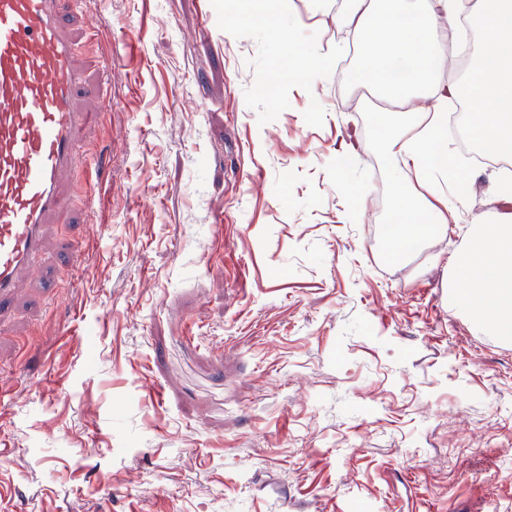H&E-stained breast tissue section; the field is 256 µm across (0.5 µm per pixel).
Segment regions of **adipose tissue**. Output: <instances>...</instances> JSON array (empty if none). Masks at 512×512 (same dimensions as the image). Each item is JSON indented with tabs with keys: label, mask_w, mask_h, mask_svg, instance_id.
<instances>
[{
	"label": "adipose tissue",
	"mask_w": 512,
	"mask_h": 512,
	"mask_svg": "<svg viewBox=\"0 0 512 512\" xmlns=\"http://www.w3.org/2000/svg\"><path fill=\"white\" fill-rule=\"evenodd\" d=\"M464 18L473 26L478 69L470 82L480 111L470 129L483 150L512 157V0H399L381 11L378 0H349L336 24L351 29L370 73L395 103L383 138L395 159V207L414 239L444 234L449 199H463L467 184L449 178L448 114L410 107L417 91L436 100L457 98L459 86L434 81L439 53L433 34L443 21ZM448 303L474 313L479 331L512 338V218L480 225L449 266Z\"/></svg>",
	"instance_id": "ef3b65f1"
}]
</instances>
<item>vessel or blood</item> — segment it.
<instances>
[{"instance_id":"b4317fda","label":"vessel or blood","mask_w":512,"mask_h":512,"mask_svg":"<svg viewBox=\"0 0 512 512\" xmlns=\"http://www.w3.org/2000/svg\"><path fill=\"white\" fill-rule=\"evenodd\" d=\"M63 0H0V312L18 275L41 263L43 227L63 215V175L95 116L78 111L84 83Z\"/></svg>"}]
</instances>
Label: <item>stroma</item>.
<instances>
[{"label": "stroma", "instance_id": "obj_1", "mask_svg": "<svg viewBox=\"0 0 512 512\" xmlns=\"http://www.w3.org/2000/svg\"><path fill=\"white\" fill-rule=\"evenodd\" d=\"M91 2L75 64L107 85L77 98L98 115L81 152L111 168L0 319L11 512H512V343L449 307L442 268L512 212L499 171L461 159L446 234L381 260L392 105L352 102L347 30L314 86L292 70L311 0H288L285 39L232 0Z\"/></svg>", "mask_w": 512, "mask_h": 512}]
</instances>
